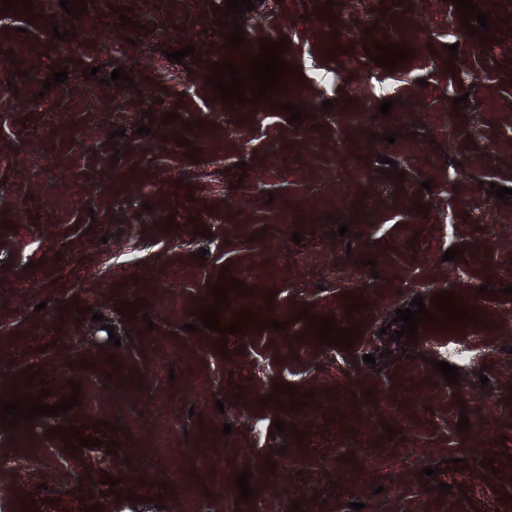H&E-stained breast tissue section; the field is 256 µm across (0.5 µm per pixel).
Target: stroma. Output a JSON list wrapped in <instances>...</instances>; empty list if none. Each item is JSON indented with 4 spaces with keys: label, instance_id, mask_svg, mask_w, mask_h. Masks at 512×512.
Returning <instances> with one entry per match:
<instances>
[{
    "label": "stroma",
    "instance_id": "obj_1",
    "mask_svg": "<svg viewBox=\"0 0 512 512\" xmlns=\"http://www.w3.org/2000/svg\"><path fill=\"white\" fill-rule=\"evenodd\" d=\"M31 2L0 12V398L81 392L26 429L0 422V512H512V199L485 190L512 188V0H477L488 42L453 0H253L246 40L288 38L284 61L331 80L296 77L299 121L278 99L232 106L209 85L230 58L225 0H71L87 7L76 16ZM375 42L413 55L377 66ZM188 45L193 59H169ZM56 68L67 82L44 88ZM117 68L132 88L110 84ZM397 72L384 116L376 89ZM384 156L403 180L381 174ZM450 248L459 260H444ZM129 254L138 263L115 267ZM224 276L264 295V320L285 329L253 324L223 347L188 331ZM445 291L479 314L456 384L431 365L448 358L447 326L381 332L414 297L436 311ZM312 316L357 328L352 348L317 343ZM280 383L308 404L267 402ZM69 426L101 447L71 450Z\"/></svg>",
    "mask_w": 512,
    "mask_h": 512
}]
</instances>
